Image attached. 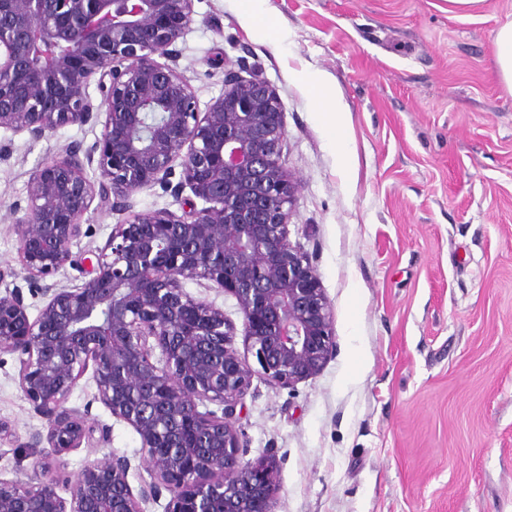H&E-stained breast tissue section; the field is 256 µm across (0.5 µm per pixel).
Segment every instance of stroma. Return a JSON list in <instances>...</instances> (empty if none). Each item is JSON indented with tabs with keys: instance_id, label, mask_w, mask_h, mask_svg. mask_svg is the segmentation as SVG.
Segmentation results:
<instances>
[{
	"instance_id": "stroma-1",
	"label": "stroma",
	"mask_w": 512,
	"mask_h": 512,
	"mask_svg": "<svg viewBox=\"0 0 512 512\" xmlns=\"http://www.w3.org/2000/svg\"><path fill=\"white\" fill-rule=\"evenodd\" d=\"M195 0L178 69L200 107L224 76L251 72L284 105L282 165L299 187L289 238L312 256L333 310L336 350L292 387L253 374L234 426L244 459L274 456V512H512V94L494 69L512 0L456 17L447 0ZM342 111L356 174L344 171L307 75ZM101 125L33 140L0 130V266L30 315L44 305L19 262L15 221L30 171ZM118 217L92 206L77 257L103 247ZM0 352V420L20 448L0 476L31 471L43 427ZM84 377L69 404L107 427L104 455L140 465L141 443L94 402Z\"/></svg>"
}]
</instances>
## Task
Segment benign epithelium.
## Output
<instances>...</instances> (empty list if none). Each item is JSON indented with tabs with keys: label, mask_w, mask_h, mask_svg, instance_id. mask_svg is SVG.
<instances>
[{
	"label": "benign epithelium",
	"mask_w": 512,
	"mask_h": 512,
	"mask_svg": "<svg viewBox=\"0 0 512 512\" xmlns=\"http://www.w3.org/2000/svg\"><path fill=\"white\" fill-rule=\"evenodd\" d=\"M193 5L0 0V129L39 139L102 126L92 145L66 147L27 181L17 223L26 280L68 265L84 278L42 288L48 300L33 319L19 289L0 295V351L18 355L19 389L44 421L26 444L40 449L27 479L0 477V512H149L165 492V512H273L276 462L244 460L233 425L253 370L232 347L224 308L190 295L187 280L236 299L247 350L270 383L293 386L333 355L330 302L289 239L296 183L280 162L283 102L252 73L224 79L200 110L177 67ZM157 186L176 199L188 188L208 206L135 210L134 196ZM96 200L122 219L86 269L71 247ZM89 371L93 400L140 438L136 490L130 459L116 454L61 479L64 454L108 440L89 409L68 406Z\"/></svg>",
	"instance_id": "obj_1"
}]
</instances>
